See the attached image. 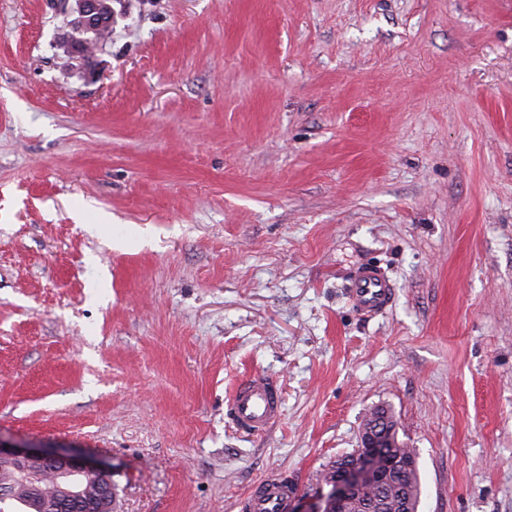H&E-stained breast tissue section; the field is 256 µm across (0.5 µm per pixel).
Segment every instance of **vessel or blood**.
<instances>
[{
  "label": "vessel or blood",
  "instance_id": "1",
  "mask_svg": "<svg viewBox=\"0 0 512 512\" xmlns=\"http://www.w3.org/2000/svg\"><path fill=\"white\" fill-rule=\"evenodd\" d=\"M394 285L377 266L358 268L350 279L349 296L354 308L364 315L387 309L393 299ZM282 402L276 382L256 376L241 382L234 389L227 413L235 424L250 434H260L278 420ZM294 486L286 476L271 474L245 498L246 512H288Z\"/></svg>",
  "mask_w": 512,
  "mask_h": 512
}]
</instances>
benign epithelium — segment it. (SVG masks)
<instances>
[{
  "mask_svg": "<svg viewBox=\"0 0 512 512\" xmlns=\"http://www.w3.org/2000/svg\"><path fill=\"white\" fill-rule=\"evenodd\" d=\"M62 8L82 19L94 23L98 15L97 0H62ZM374 422L362 428L360 444L349 456L350 463L336 459L324 476V487L316 501L308 508L297 503L290 512H345L346 505L368 489L386 469L409 467V461L391 458L385 454L387 447L381 432L382 420L373 416ZM0 461L14 471L15 479L22 486L35 490L43 473L51 474L57 496L66 500L89 499L88 512H115L116 493L112 473L99 461L82 454L43 448L29 443L6 442L0 438ZM95 479V491L90 497L87 484Z\"/></svg>",
  "mask_w": 512,
  "mask_h": 512,
  "instance_id": "7a95c632",
  "label": "benign epithelium"
}]
</instances>
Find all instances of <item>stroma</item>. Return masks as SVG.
I'll return each instance as SVG.
<instances>
[{
    "instance_id": "1",
    "label": "stroma",
    "mask_w": 512,
    "mask_h": 512,
    "mask_svg": "<svg viewBox=\"0 0 512 512\" xmlns=\"http://www.w3.org/2000/svg\"><path fill=\"white\" fill-rule=\"evenodd\" d=\"M122 5L91 81L0 0V437L106 461L116 512H243L383 406L419 512H512V0ZM349 282V296L361 314H376L391 305L394 285L380 267L367 265L358 268ZM282 402L276 382L264 376H254L234 389L227 413L235 424L250 434H261L278 420Z\"/></svg>"
}]
</instances>
